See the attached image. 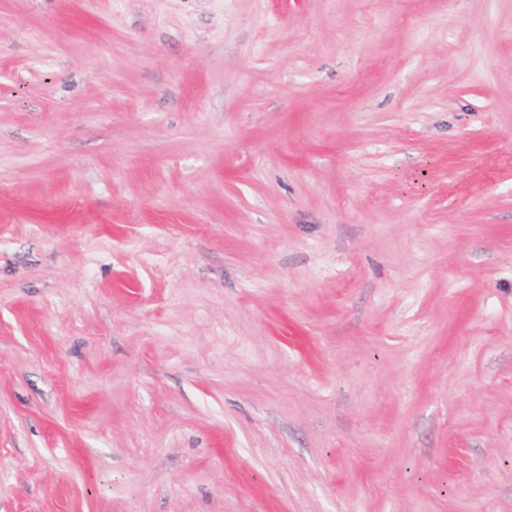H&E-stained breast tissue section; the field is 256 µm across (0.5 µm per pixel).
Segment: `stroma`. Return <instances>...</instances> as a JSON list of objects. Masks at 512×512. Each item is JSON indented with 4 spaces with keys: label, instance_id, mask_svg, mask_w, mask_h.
I'll use <instances>...</instances> for the list:
<instances>
[{
    "label": "stroma",
    "instance_id": "stroma-1",
    "mask_svg": "<svg viewBox=\"0 0 512 512\" xmlns=\"http://www.w3.org/2000/svg\"><path fill=\"white\" fill-rule=\"evenodd\" d=\"M0 512H512V0H0Z\"/></svg>",
    "mask_w": 512,
    "mask_h": 512
}]
</instances>
